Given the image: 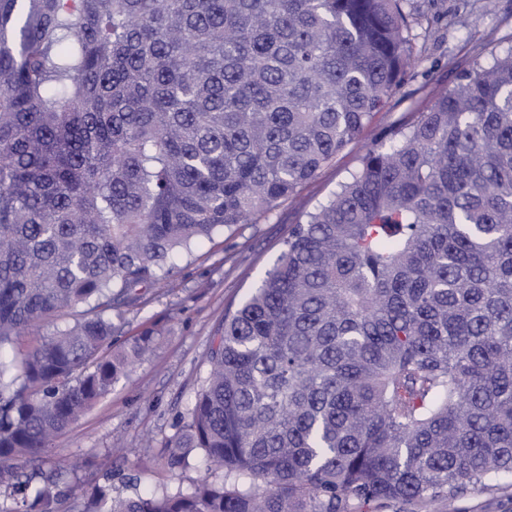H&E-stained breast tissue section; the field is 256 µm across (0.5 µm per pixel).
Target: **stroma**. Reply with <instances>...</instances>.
<instances>
[{
  "instance_id": "35a3bbf8",
  "label": "stroma",
  "mask_w": 512,
  "mask_h": 512,
  "mask_svg": "<svg viewBox=\"0 0 512 512\" xmlns=\"http://www.w3.org/2000/svg\"><path fill=\"white\" fill-rule=\"evenodd\" d=\"M423 12L413 42L415 64L390 107L376 114L363 135L348 145L298 194L282 201L252 224L216 234L176 258L174 279L158 281L139 306L127 309L115 344L151 328L159 334L153 353L136 363L126 379L52 443L53 457L66 463L94 460L82 477L91 482L112 468L110 448L121 442L127 472L141 478L140 490L161 484L190 486L206 476L200 456L169 472L163 463L162 438L187 411L209 366L207 355L224 322L255 288L279 254L292 224L325 202L356 170L369 146L417 119L432 96L458 83L460 72L512 48V0H416ZM449 512H512V476L492 488L475 489L454 502Z\"/></svg>"
}]
</instances>
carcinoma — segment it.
I'll return each mask as SVG.
<instances>
[{
	"label": "carcinoma",
	"instance_id": "carcinoma-1",
	"mask_svg": "<svg viewBox=\"0 0 512 512\" xmlns=\"http://www.w3.org/2000/svg\"><path fill=\"white\" fill-rule=\"evenodd\" d=\"M410 0H0V512H443L512 476V48L293 225L163 441L212 476L62 485L54 438L157 344L174 258L271 212L404 84ZM73 324L6 349L40 321Z\"/></svg>",
	"mask_w": 512,
	"mask_h": 512
}]
</instances>
